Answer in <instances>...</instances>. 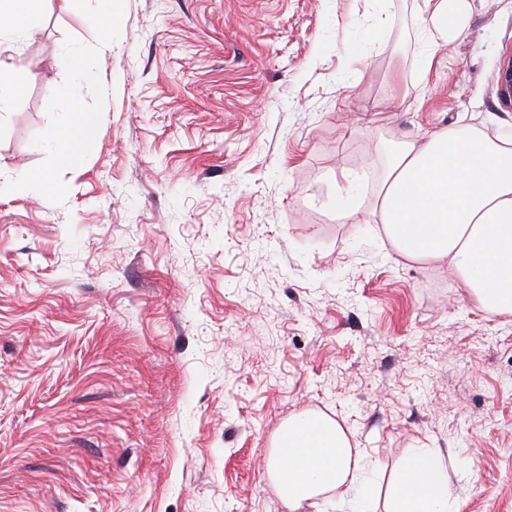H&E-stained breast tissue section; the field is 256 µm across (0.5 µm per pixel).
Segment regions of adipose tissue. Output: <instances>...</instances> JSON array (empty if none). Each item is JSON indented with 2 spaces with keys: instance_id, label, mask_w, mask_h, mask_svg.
Here are the masks:
<instances>
[{
  "instance_id": "obj_1",
  "label": "adipose tissue",
  "mask_w": 512,
  "mask_h": 512,
  "mask_svg": "<svg viewBox=\"0 0 512 512\" xmlns=\"http://www.w3.org/2000/svg\"><path fill=\"white\" fill-rule=\"evenodd\" d=\"M466 10L467 0H421L429 41L463 37L458 19ZM90 127L88 113L73 112L52 130L61 162L80 160ZM374 212L400 253L447 266L485 309L512 314V140L465 125L402 142L374 194ZM276 446L270 470L290 512L327 492L369 502L361 458L338 424L292 419ZM386 512H448V473L439 457L411 459Z\"/></svg>"
}]
</instances>
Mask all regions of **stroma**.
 I'll return each instance as SVG.
<instances>
[{
    "label": "stroma",
    "mask_w": 512,
    "mask_h": 512,
    "mask_svg": "<svg viewBox=\"0 0 512 512\" xmlns=\"http://www.w3.org/2000/svg\"><path fill=\"white\" fill-rule=\"evenodd\" d=\"M419 2L113 0L107 40L97 0H41L0 38L25 80L0 111V512H290L269 458L305 413L372 512L422 450L450 512H512V315L336 215L339 168L368 211L402 141L512 139V0L432 46ZM76 108L70 167L50 132ZM497 93L503 107L512 109V54L505 57L497 74ZM91 124L88 113L71 112L64 123L52 130L51 138L61 162L75 165L80 160Z\"/></svg>",
    "instance_id": "stroma-1"
}]
</instances>
